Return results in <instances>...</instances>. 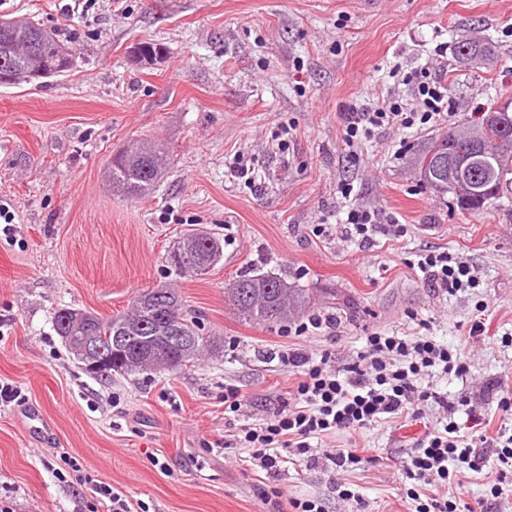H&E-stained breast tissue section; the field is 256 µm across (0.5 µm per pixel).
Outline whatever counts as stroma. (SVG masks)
Listing matches in <instances>:
<instances>
[{
	"label": "stroma",
	"mask_w": 512,
	"mask_h": 512,
	"mask_svg": "<svg viewBox=\"0 0 512 512\" xmlns=\"http://www.w3.org/2000/svg\"><path fill=\"white\" fill-rule=\"evenodd\" d=\"M0 16L55 28L77 54L73 70L44 84L0 86V206L11 215L0 219V385L22 395L0 402V512L92 501L87 486L56 479L65 457L149 512H259L260 490L275 487L325 512H409L402 466L426 430L443 427L435 403L416 420L325 437L326 448H363L347 472L294 458L273 475L224 445L238 428L224 418L225 388L248 396L251 421L270 418L295 379L279 351L342 368L375 331L460 350L466 380L435 373L422 387L454 399L458 425L474 408L500 426L498 399L512 395V195L472 215L421 184L410 159L447 124L381 129L352 147L344 125L354 106L417 108L409 78L424 71L448 86L456 121L512 102V0H377L371 10L364 0H0ZM471 34L494 42V66L457 63L456 43ZM142 42L161 56L139 61ZM135 140L171 164L132 199L113 193L107 172ZM237 158L255 186L230 176ZM345 182L353 204L379 217L363 248L313 232L338 224ZM189 229L219 237L224 256L206 276L170 278L167 254ZM432 251L462 256L480 286L432 288L417 267ZM243 272L308 289L314 315L336 330L295 337L284 324L243 321L224 301ZM167 282L217 344L192 370L100 380L53 330L56 308L109 317ZM32 406L52 421L51 438L25 429ZM344 486L357 500L341 498ZM459 493L475 512H512V491L493 498L483 475L466 473Z\"/></svg>",
	"instance_id": "1"
}]
</instances>
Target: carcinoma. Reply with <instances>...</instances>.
Instances as JSON below:
<instances>
[{
    "label": "carcinoma",
    "instance_id": "1",
    "mask_svg": "<svg viewBox=\"0 0 512 512\" xmlns=\"http://www.w3.org/2000/svg\"><path fill=\"white\" fill-rule=\"evenodd\" d=\"M27 30L43 33L42 53L46 59L47 77L68 72L75 65V53L70 46L57 37V34L45 27L29 23ZM20 41L13 35H4L0 31V60L18 68L23 64V56L14 48ZM457 62L463 65H475L477 61L496 59V48L489 41L464 39L457 42ZM447 146L445 139L432 141L421 153L414 157L423 184L438 193H450L461 211L478 215L493 201L505 196L512 185V120L504 128L494 127L485 139L482 149L501 158L500 163L488 167L481 163L471 166L468 179L484 189L479 195H468L460 186L463 179L453 170L441 173L434 166L435 157ZM168 155L158 149L147 154L141 146L132 142L112 157L108 170L112 191L127 197L139 198L147 194L154 186L161 171L168 165ZM182 240L191 242L194 257L200 258L219 247V240L206 235L197 236L196 231L188 230ZM223 251L201 266L195 261H173L166 257L169 272L176 277H201L209 274L221 260ZM166 295L157 297L144 291L136 295L131 302L129 312L103 317L91 313L92 333L106 344L114 336H124L130 331L136 332L140 340L124 350L121 357L112 360L107 373L90 368L85 372L96 377L138 374L147 366H154L158 372H181L195 366L196 360L208 348L214 345L210 337L200 333L196 316L185 305L182 296L174 288H164ZM224 295L232 308L243 320L250 323L281 324L288 322L294 314L310 304V296L305 289L299 288L286 279L271 274L245 273L229 281L224 287ZM73 310L62 308L54 315V330L68 350H73L71 335ZM178 329L186 336L182 346L170 347L165 341L169 331Z\"/></svg>",
    "mask_w": 512,
    "mask_h": 512
}]
</instances>
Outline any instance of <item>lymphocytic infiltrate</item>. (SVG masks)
I'll return each mask as SVG.
<instances>
[{
    "label": "lymphocytic infiltrate",
    "mask_w": 512,
    "mask_h": 512,
    "mask_svg": "<svg viewBox=\"0 0 512 512\" xmlns=\"http://www.w3.org/2000/svg\"><path fill=\"white\" fill-rule=\"evenodd\" d=\"M416 95L420 103L416 110L395 103L350 112L345 139L355 143L382 128L409 129L447 120V86L424 79L417 83ZM417 266L432 287L448 293L478 285L469 265L448 252L424 254ZM278 359L295 369L299 380L289 403L272 418L242 425L238 430L232 445L247 454L252 467L276 473L293 455L307 460L321 458L336 469L348 470L363 461L358 449L319 450L313 448V440L339 430L360 431L383 419L417 417L419 402L431 399L448 420L443 429L427 432L422 448L404 465L407 479L414 482L408 496L415 503V512H471L456 492L460 484L457 472L462 468L475 473L493 471L490 492L501 495L502 484L512 472V434L503 426L488 434L484 414L474 410L469 413L473 431L461 434L454 420L456 407L448 396L418 385L420 377L433 370L464 377L466 368L460 353L428 336L374 332L367 336L357 361L341 370L304 352L285 350ZM433 484L442 487V494L423 495V487Z\"/></svg>",
    "instance_id": "1"
}]
</instances>
